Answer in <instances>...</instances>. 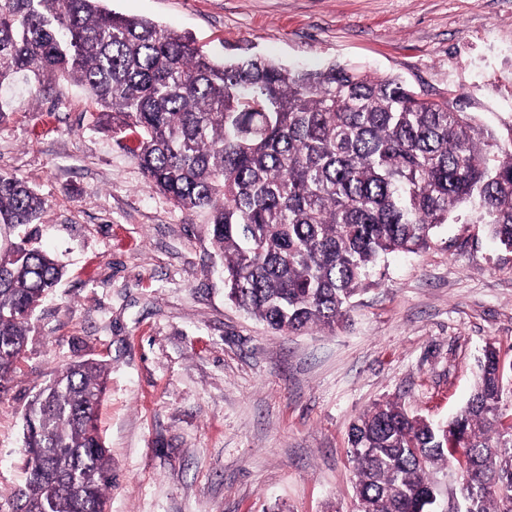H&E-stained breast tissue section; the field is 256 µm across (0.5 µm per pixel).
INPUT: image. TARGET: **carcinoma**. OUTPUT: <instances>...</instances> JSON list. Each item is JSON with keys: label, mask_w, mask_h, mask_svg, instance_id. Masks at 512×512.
Instances as JSON below:
<instances>
[{"label": "carcinoma", "mask_w": 512, "mask_h": 512, "mask_svg": "<svg viewBox=\"0 0 512 512\" xmlns=\"http://www.w3.org/2000/svg\"><path fill=\"white\" fill-rule=\"evenodd\" d=\"M103 0H0V126L57 81L82 88L95 127L138 136L146 185L208 216L227 297L271 329L344 323L375 267L418 254L450 222L512 250V131L487 129L401 81L332 63L226 59ZM49 200L0 172V392L42 300L65 276L38 244ZM106 364L72 361L25 410L14 512H102L112 462L98 426ZM357 512H512V361L489 343L473 393L447 422L378 402L348 433ZM447 471L441 492L436 474Z\"/></svg>", "instance_id": "cac0c4a2"}]
</instances>
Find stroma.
<instances>
[{"mask_svg": "<svg viewBox=\"0 0 512 512\" xmlns=\"http://www.w3.org/2000/svg\"><path fill=\"white\" fill-rule=\"evenodd\" d=\"M228 57L353 65L402 80L498 134L512 129V0H106ZM0 126V172L48 196L47 249L67 266L0 396V512L24 483L21 414L56 369L105 360L99 409L109 512H357L348 431L396 400L445 421L482 350L512 360V251L443 225L382 261L333 332H276L224 290L203 216L149 189L138 140L97 130L60 84Z\"/></svg>", "mask_w": 512, "mask_h": 512, "instance_id": "35a3bbf8", "label": "stroma"}]
</instances>
